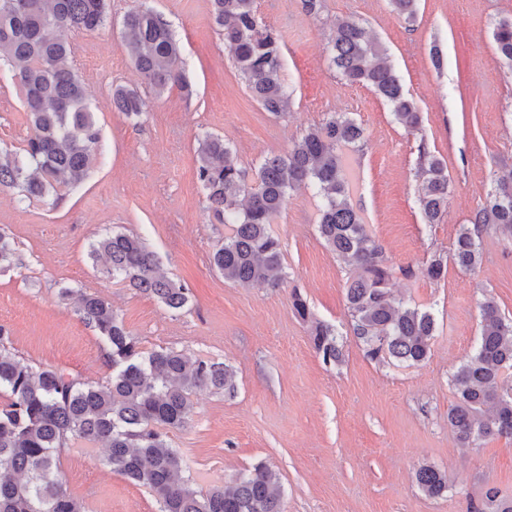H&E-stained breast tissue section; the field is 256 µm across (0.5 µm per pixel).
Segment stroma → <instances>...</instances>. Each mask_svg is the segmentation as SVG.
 <instances>
[{"label": "stroma", "instance_id": "1", "mask_svg": "<svg viewBox=\"0 0 512 512\" xmlns=\"http://www.w3.org/2000/svg\"><path fill=\"white\" fill-rule=\"evenodd\" d=\"M255 7L280 37L289 96L283 118L253 98L224 47L211 0H109L103 27L69 34L101 150L89 177L58 206L0 188V231L23 260L0 271V325L14 353L37 369L105 382L112 371L102 342L60 299L64 288L100 293L143 351L173 348L233 368L234 391L196 392L188 424L169 433L183 475L200 489L263 462L280 476L284 512H476L491 488L511 499L512 439L461 447L448 410L456 401L451 376L478 340L481 303L493 300L512 318V237L484 233L474 270L452 264L438 282L421 270L433 255L450 254L495 178L512 174V69L492 37L494 23L512 17V0H418L411 22L389 0H317L312 12L304 0H256ZM136 8L169 24L189 90L160 93L140 79L122 27ZM343 18L358 21L386 50L422 114L420 132L409 133L372 89L330 66L327 41ZM119 85L138 91L139 118L113 107ZM331 112L364 129L363 146L345 153L351 201L395 270L396 297L435 316L431 352L420 364L377 363L355 338L349 271L318 235L321 200L312 189L291 192L271 226L287 272L281 287L237 286L211 264L224 227L210 223L196 177L204 138L223 139L251 169L287 152ZM30 133L22 95L0 61V153L20 151ZM422 141L448 167V206L435 224L424 222L416 203ZM112 232L142 237L166 275L190 288L184 310L116 283L104 262L90 258L91 244ZM295 290L340 334V365H325L313 349L308 324L291 307ZM104 457L101 445L78 443L59 458L85 512H158L149 490L112 471ZM424 464L452 477L447 494L431 498L418 489L415 472Z\"/></svg>", "mask_w": 512, "mask_h": 512}]
</instances>
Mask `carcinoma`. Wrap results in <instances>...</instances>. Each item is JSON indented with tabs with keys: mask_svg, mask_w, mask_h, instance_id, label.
I'll list each match as a JSON object with an SVG mask.
<instances>
[{
	"mask_svg": "<svg viewBox=\"0 0 512 512\" xmlns=\"http://www.w3.org/2000/svg\"><path fill=\"white\" fill-rule=\"evenodd\" d=\"M211 2L225 47L252 96L270 114L287 115L278 34L259 21L255 0ZM417 2L389 0L392 11L408 22L416 17ZM107 10L108 0H0V61L8 62L24 94L31 127L22 153L0 157V187L18 188L28 200L50 198L57 205L62 190L77 188L88 178L101 133L75 74L68 35L98 29ZM122 25L125 48L151 86L159 92L172 85L189 88L180 47L161 15L136 9L124 16ZM493 39L512 66V18L494 24ZM383 55V47L367 37L358 21L336 22L330 64L347 81L371 87L397 123L417 131L421 114ZM112 103L130 119L142 113L135 90L116 88ZM363 139L358 123L330 112L286 153L265 158L251 175L224 140L206 137L199 148L197 178L207 190L209 215L227 228L213 265L234 285L279 287L286 272L281 243L270 225L291 191L312 187L322 200L320 237L338 258L358 269L346 282L354 336L370 358L413 366L428 358L436 320L430 311L392 298L391 270L382 247L350 201L352 183L343 156ZM416 177L421 181L420 212L426 223L435 224L448 202L447 165L423 143ZM490 229L512 236L511 176L497 179L470 223L459 228L452 250L457 266L472 270L480 265V239ZM90 257L105 258L112 279L154 295L169 310L189 302V288L161 273L158 255L138 235H105L91 244ZM21 264L14 242L0 233V268ZM446 272L441 255L423 269L433 281ZM292 307L309 324L311 343L323 363H340L336 330L316 319L297 293ZM75 312L106 347L112 375L104 383L22 363L12 352L9 332L0 326V391L9 396L0 406V512H84L59 470L60 455L74 443L104 444L106 463L147 487L160 512H283L278 474L264 463L206 491L179 477L183 459L170 446L167 430L188 424L196 391L233 390L232 369L174 349L141 351L102 294L79 296ZM452 382L456 402L448 410V423L461 446L475 447L494 435L512 437V319L494 301L482 304L478 344ZM415 480L429 497L448 492V473L434 466H420ZM478 512H512V499L489 490Z\"/></svg>",
	"mask_w": 512,
	"mask_h": 512,
	"instance_id": "cac0c4a2",
	"label": "carcinoma"
}]
</instances>
